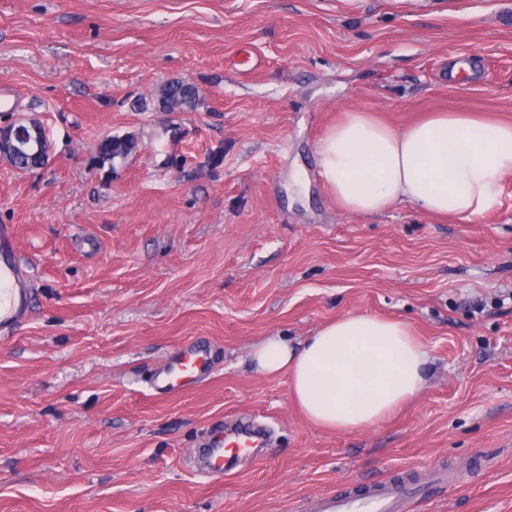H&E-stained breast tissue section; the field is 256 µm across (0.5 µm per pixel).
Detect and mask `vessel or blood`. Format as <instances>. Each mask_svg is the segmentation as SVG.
I'll use <instances>...</instances> for the list:
<instances>
[{
	"mask_svg": "<svg viewBox=\"0 0 512 512\" xmlns=\"http://www.w3.org/2000/svg\"><path fill=\"white\" fill-rule=\"evenodd\" d=\"M31 289L27 271L16 248L11 225H0V333L8 334L29 317ZM210 369V355L196 344L178 347L153 384L164 392L183 390L201 379ZM264 444L260 433L241 430L217 436L202 456L203 469L213 477L229 474L232 460L252 455ZM410 488L406 485L376 484L364 487L360 495L342 497L328 492L307 500L305 512H405Z\"/></svg>",
	"mask_w": 512,
	"mask_h": 512,
	"instance_id": "b4317fda",
	"label": "vessel or blood"
}]
</instances>
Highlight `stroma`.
Instances as JSON below:
<instances>
[{
  "mask_svg": "<svg viewBox=\"0 0 512 512\" xmlns=\"http://www.w3.org/2000/svg\"><path fill=\"white\" fill-rule=\"evenodd\" d=\"M512 0H0V124L42 121L50 164L0 161V225L32 281L0 338V512H301L425 472L408 512H512V175L468 221L344 211L314 146L345 111L402 127L433 109L512 122ZM199 89L164 112V83ZM135 151L93 164L104 136ZM407 323L422 392L369 429L314 426L256 345L336 317ZM209 373L150 374L187 339ZM270 454L214 480L217 426ZM465 465L455 489L432 468ZM158 105L166 112L193 111L199 100L197 86L183 80H171L158 91Z\"/></svg>",
  "mask_w": 512,
  "mask_h": 512,
  "instance_id": "1",
  "label": "stroma"
}]
</instances>
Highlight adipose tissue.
Listing matches in <instances>:
<instances>
[{
  "label": "adipose tissue",
  "mask_w": 512,
  "mask_h": 512,
  "mask_svg": "<svg viewBox=\"0 0 512 512\" xmlns=\"http://www.w3.org/2000/svg\"><path fill=\"white\" fill-rule=\"evenodd\" d=\"M315 150L323 184L350 214L408 204L468 220L497 204L501 180L512 173V123L436 111L398 129L354 109ZM251 360L256 372L287 375L309 422L347 432L377 425L414 399L427 380L429 353L405 322L351 313L296 347L269 337Z\"/></svg>",
  "instance_id": "obj_1"
}]
</instances>
